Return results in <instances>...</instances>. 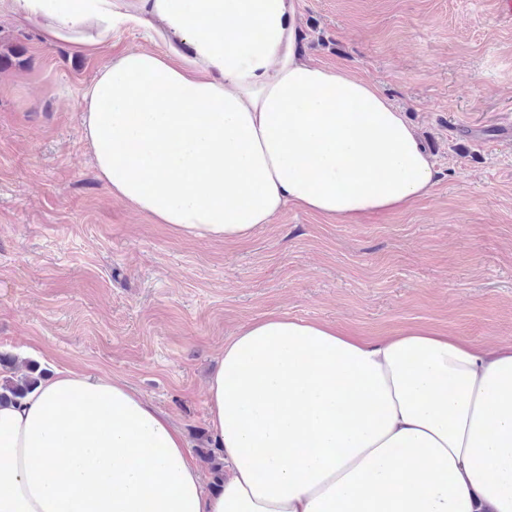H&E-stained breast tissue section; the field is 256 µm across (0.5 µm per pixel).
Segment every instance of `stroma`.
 Masks as SVG:
<instances>
[{"mask_svg":"<svg viewBox=\"0 0 512 512\" xmlns=\"http://www.w3.org/2000/svg\"><path fill=\"white\" fill-rule=\"evenodd\" d=\"M302 48L373 83L439 180L356 224L287 208L244 241H202L112 196L83 133L95 57L0 15V355L126 382L206 447V381L272 311L367 339L414 325L512 343V18L498 0H296Z\"/></svg>","mask_w":512,"mask_h":512,"instance_id":"1","label":"stroma"}]
</instances>
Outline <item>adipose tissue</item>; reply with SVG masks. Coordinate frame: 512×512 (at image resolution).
Segmentation results:
<instances>
[{"label":"adipose tissue","mask_w":512,"mask_h":512,"mask_svg":"<svg viewBox=\"0 0 512 512\" xmlns=\"http://www.w3.org/2000/svg\"><path fill=\"white\" fill-rule=\"evenodd\" d=\"M2 12L84 54L145 33L84 89L83 132L112 194L178 234L243 240L290 206L355 224L438 181L376 86L305 56L294 0ZM207 405L214 493L127 383L57 370L0 406V512H512V345L271 312L225 343Z\"/></svg>","instance_id":"1"}]
</instances>
